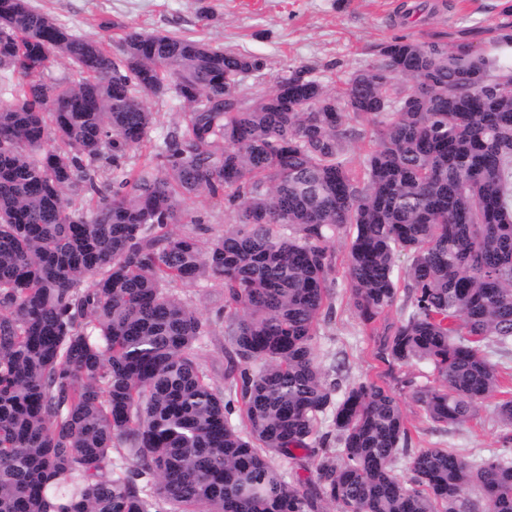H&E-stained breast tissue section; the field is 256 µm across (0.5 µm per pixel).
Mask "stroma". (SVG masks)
Instances as JSON below:
<instances>
[{
    "label": "stroma",
    "mask_w": 512,
    "mask_h": 512,
    "mask_svg": "<svg viewBox=\"0 0 512 512\" xmlns=\"http://www.w3.org/2000/svg\"><path fill=\"white\" fill-rule=\"evenodd\" d=\"M32 4L72 30L112 45L119 26L139 31L168 32L198 37L221 48L260 59L261 72L247 75L244 87L254 93L267 89L294 66H307L329 88L340 79L367 68L381 57L386 43L399 37L452 45L471 43L512 66V47L498 44L512 32V0H31ZM187 208L202 216L199 224L180 230L209 242L224 232V206L197 197ZM336 293L331 318L321 322L314 347L327 381L340 389L372 381L394 389L415 448H449L471 460L487 459L512 449V429L501 426L494 407L512 399V350L490 353L497 363L500 386L479 403L470 419L460 425H438L427 419L412 399L406 381L433 384L431 366L424 362L389 365L377 354L376 332L401 318L407 298L373 324H363L349 300L347 238L332 244ZM174 292L209 322L198 344L199 361L215 386H223L227 345L224 336L223 288L175 286Z\"/></svg>",
    "instance_id": "obj_1"
}]
</instances>
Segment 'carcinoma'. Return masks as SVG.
I'll return each instance as SVG.
<instances>
[{"mask_svg":"<svg viewBox=\"0 0 512 512\" xmlns=\"http://www.w3.org/2000/svg\"><path fill=\"white\" fill-rule=\"evenodd\" d=\"M381 56L338 94L299 66L249 97L256 58L134 27L112 51L0 0V65L23 77L0 103V512H465L470 494L512 512L511 457L411 448L395 392L359 382L335 400L313 347L348 232L362 322L409 293L379 354L432 366L412 398L433 423L469 419L499 387L483 348L512 342L505 69L464 42ZM57 58L77 79L45 78ZM171 91L181 121L156 164L128 168L156 121L146 98ZM199 196L227 219L205 246L176 230L203 223ZM202 282L224 288L225 392L196 353L208 322L170 291ZM329 409L340 447L324 438L317 458ZM299 451L312 477L290 484L275 460Z\"/></svg>","mask_w":512,"mask_h":512,"instance_id":"obj_1","label":"carcinoma"}]
</instances>
